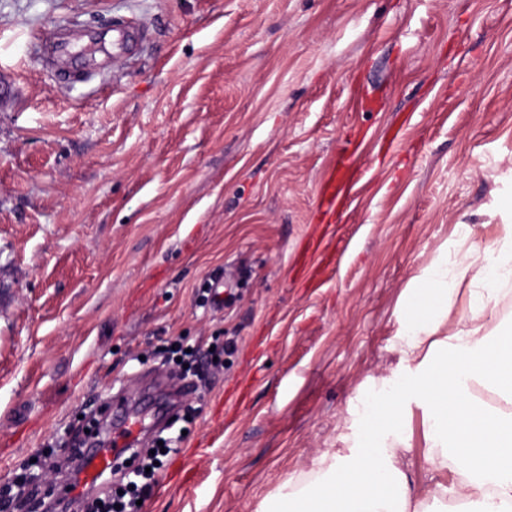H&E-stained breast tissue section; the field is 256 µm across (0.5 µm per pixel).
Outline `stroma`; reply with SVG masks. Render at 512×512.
Instances as JSON below:
<instances>
[{"label":"stroma","mask_w":512,"mask_h":512,"mask_svg":"<svg viewBox=\"0 0 512 512\" xmlns=\"http://www.w3.org/2000/svg\"><path fill=\"white\" fill-rule=\"evenodd\" d=\"M130 23L133 57L100 51ZM349 140L374 175L333 226L317 186ZM510 193L512 0H0V484L171 372L166 341L220 335L143 512H258L342 447L409 289ZM217 277L235 301L196 305ZM334 261L335 255L332 254L329 244L322 245V241L317 240L309 247L304 266L297 275L310 288H319L328 274L329 266L334 265Z\"/></svg>","instance_id":"35a3bbf8"}]
</instances>
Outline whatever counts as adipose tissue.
Here are the masks:
<instances>
[{"label":"adipose tissue","instance_id":"ef3b65f1","mask_svg":"<svg viewBox=\"0 0 512 512\" xmlns=\"http://www.w3.org/2000/svg\"><path fill=\"white\" fill-rule=\"evenodd\" d=\"M502 212L507 223L481 241L456 225L459 249L405 298L397 367L358 411L345 449L324 451L262 512H512V321L500 308L512 296V198ZM463 278L471 290L457 315ZM412 400L423 408L419 455L407 435Z\"/></svg>","mask_w":512,"mask_h":512}]
</instances>
